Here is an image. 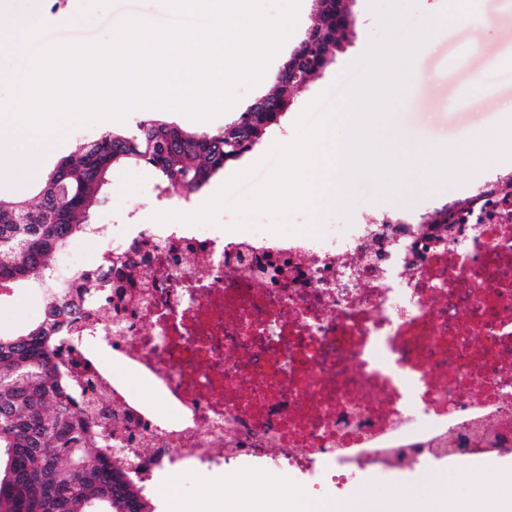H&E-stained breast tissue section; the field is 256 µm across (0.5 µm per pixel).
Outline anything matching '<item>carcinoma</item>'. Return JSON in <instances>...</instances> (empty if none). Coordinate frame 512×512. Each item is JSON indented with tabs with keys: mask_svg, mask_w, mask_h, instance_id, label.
<instances>
[{
	"mask_svg": "<svg viewBox=\"0 0 512 512\" xmlns=\"http://www.w3.org/2000/svg\"><path fill=\"white\" fill-rule=\"evenodd\" d=\"M336 0H321L292 68L273 90L215 132L159 118L124 133L108 131L79 145L26 197L0 195V288L51 284L45 313L30 329L0 335V512H154L131 469L107 455L53 360V340L74 320L101 279L54 276L51 258L93 232L91 212L108 198V174L134 163L157 174L155 189L199 191L224 165L259 142L288 110V91L329 65L347 38Z\"/></svg>",
	"mask_w": 512,
	"mask_h": 512,
	"instance_id": "1",
	"label": "carcinoma"
}]
</instances>
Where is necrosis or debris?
<instances>
[{
	"mask_svg": "<svg viewBox=\"0 0 512 512\" xmlns=\"http://www.w3.org/2000/svg\"><path fill=\"white\" fill-rule=\"evenodd\" d=\"M425 233L391 216L231 240L212 225L101 227L100 301L55 359L146 482L235 463L314 501L362 475L512 449V196L482 187ZM145 387L134 396L130 383Z\"/></svg>",
	"mask_w": 512,
	"mask_h": 512,
	"instance_id": "necrosis-or-debris-1",
	"label": "necrosis or debris"
}]
</instances>
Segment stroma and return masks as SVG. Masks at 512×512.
I'll use <instances>...</instances> for the list:
<instances>
[{
  "label": "stroma",
  "instance_id": "obj_1",
  "mask_svg": "<svg viewBox=\"0 0 512 512\" xmlns=\"http://www.w3.org/2000/svg\"><path fill=\"white\" fill-rule=\"evenodd\" d=\"M355 26L333 62L304 88L288 93L290 106L279 126L266 131L258 144L224 170L200 191L184 195L170 190L154 191L155 176L134 164L112 169L109 198L95 212L96 223L148 224L158 211L190 212L210 198L232 174L259 160L273 143H286L295 136V122L305 107L329 88L343 71L365 52L371 39L379 37L380 26L369 0H347ZM43 8L51 26L50 39L57 41L94 40L109 36L122 18L133 16L154 23L168 20L159 0H44ZM512 44V0H480L478 16L456 17L440 31L432 46L416 54L407 90L401 96L385 128V135L401 140L408 149L419 146L444 147L470 139L482 130L507 122L512 110V73L500 66L501 50ZM512 180V163L492 168L483 178L466 180L458 195L429 189L419 178L411 187L387 198H377L371 179H360L351 192L349 205L324 207L316 215L296 213L292 221L311 224H358L364 217L389 214L405 224L421 223L424 217L445 206L464 203L478 188L489 184L506 186ZM46 304L44 289L26 285L0 296V333L14 334L36 323ZM171 483L190 493H198L205 483L224 486L227 504H216L213 512H225L232 505L236 512H260V502L232 480L227 469L200 475L182 472L172 475ZM364 484L380 492L390 505L388 512H412L427 501L437 485L452 486L447 512L458 504L473 512H512V498L500 496L499 488L512 484V459L489 462L470 470L415 472L407 476L367 475ZM488 488L487 496H470L472 486Z\"/></svg>",
  "mask_w": 512,
  "mask_h": 512
}]
</instances>
